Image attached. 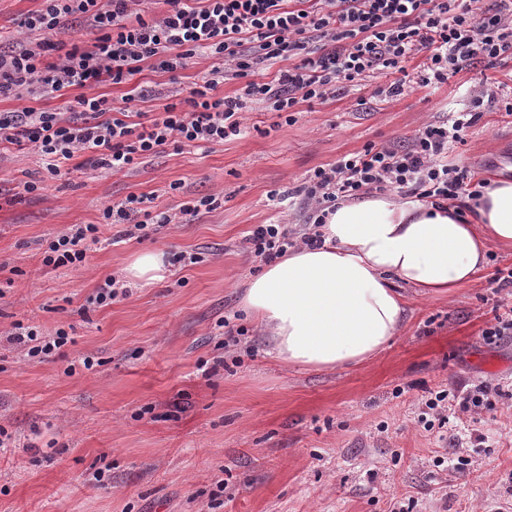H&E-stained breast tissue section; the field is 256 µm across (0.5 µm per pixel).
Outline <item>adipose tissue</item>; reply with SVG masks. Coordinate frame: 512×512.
<instances>
[{
	"instance_id": "ef3b65f1",
	"label": "adipose tissue",
	"mask_w": 512,
	"mask_h": 512,
	"mask_svg": "<svg viewBox=\"0 0 512 512\" xmlns=\"http://www.w3.org/2000/svg\"><path fill=\"white\" fill-rule=\"evenodd\" d=\"M473 219L414 198L340 204L324 243L289 250L248 279L241 308L268 332L270 357L328 370L375 357L402 331L407 302L394 284L443 295L470 282L494 246L512 247V181L472 201Z\"/></svg>"
}]
</instances>
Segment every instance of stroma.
Listing matches in <instances>:
<instances>
[{
	"mask_svg": "<svg viewBox=\"0 0 512 512\" xmlns=\"http://www.w3.org/2000/svg\"><path fill=\"white\" fill-rule=\"evenodd\" d=\"M40 0H0V50L20 46V23ZM512 82V60L466 67L448 82L387 98L339 86L325 103L300 102L293 121L247 103V131L205 148H166L136 169L68 165L45 175L39 157H0V328L20 322L68 343L44 358L0 339V512H512V399L478 417L426 432L418 400L461 395L482 380L512 384V336L481 330L500 299L494 275L512 250L493 248L475 279L437 297L406 289L404 331L373 360L332 370L275 362L249 329L248 353L223 365L224 317L237 316L247 279L263 264L243 248L248 231L278 214L270 196L292 192L313 169L370 145L398 141L471 108L475 80ZM490 179L512 176V123L484 111L456 151ZM43 188L26 193L28 181ZM180 190H170L173 182ZM178 211L189 196L224 205L188 224L126 240L104 229L76 268L43 262L49 238L95 224L129 193ZM144 251L165 272L129 297L80 314L106 276ZM206 261L184 265L180 253ZM92 369H85L84 359ZM461 455L462 465L442 467Z\"/></svg>",
	"mask_w": 512,
	"mask_h": 512,
	"instance_id": "1",
	"label": "stroma"
}]
</instances>
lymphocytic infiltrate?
I'll return each instance as SVG.
<instances>
[{"instance_id": "f902f5d3", "label": "lymphocytic infiltrate", "mask_w": 512, "mask_h": 512, "mask_svg": "<svg viewBox=\"0 0 512 512\" xmlns=\"http://www.w3.org/2000/svg\"><path fill=\"white\" fill-rule=\"evenodd\" d=\"M144 0H41L22 22L26 40L0 53V99L22 102L0 113V148L14 146L41 157L50 176L82 157L86 167L121 172L173 145L202 147L241 135L247 102L277 112L302 101L334 98L338 84L354 86L378 74L403 71L418 60L415 83L443 84L477 62L512 59V0L497 8L485 0H165L158 15ZM75 20L96 31L91 46L60 51L52 33ZM211 68L190 88L179 73L198 56ZM288 69H280V62ZM166 74L154 111L134 114L110 105L101 85L132 82L144 64ZM276 69L273 80L262 74ZM242 81L240 93L217 95L219 85ZM74 93L70 113L42 108L43 100ZM473 111L455 112L440 124L415 130L405 145L369 146L317 167L299 186L305 224L281 220L258 224L246 236V251L272 263L289 249L322 242L319 232L338 204L374 193L397 192L435 207L466 212V200L481 196L487 179L455 164L449 155L479 120L482 107L512 116V96L478 81L470 89ZM146 195L131 193L106 205L100 223L74 224L49 242L45 264L77 266L103 226L124 225L126 239L147 237L151 226L186 224L223 207L208 194L181 203L178 212H154ZM512 398V389L478 382L459 396L447 390L422 397L427 427L445 426L450 406L467 412Z\"/></svg>"}]
</instances>
